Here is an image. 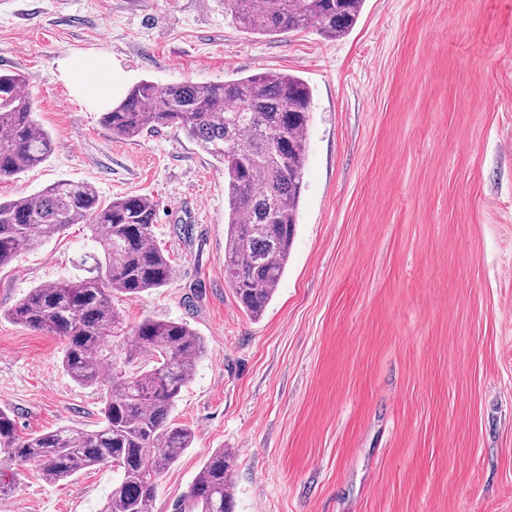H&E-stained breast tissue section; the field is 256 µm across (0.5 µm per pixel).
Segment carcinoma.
<instances>
[{"instance_id":"1","label":"carcinoma","mask_w":512,"mask_h":512,"mask_svg":"<svg viewBox=\"0 0 512 512\" xmlns=\"http://www.w3.org/2000/svg\"><path fill=\"white\" fill-rule=\"evenodd\" d=\"M364 0H224V15L252 34L314 28L346 35ZM312 93L294 75L260 73L221 83L143 80L100 124L126 140L159 128L187 133L224 166V280L250 315L263 313L288 264L298 223ZM18 73L0 72V182L47 160L50 134ZM154 201L106 203L87 184L59 180L29 196L0 200V267L64 231L87 224L94 251L87 276L38 285L12 307L17 325L63 339L62 366L77 384L105 385L103 426L18 434L0 408V497L16 484L13 465L48 483L119 462L102 512H153L156 478L190 448L194 431L171 417L207 343L176 320L124 322L114 305L168 285L171 260L157 244ZM232 453H211L180 512H233Z\"/></svg>"}]
</instances>
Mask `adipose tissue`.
<instances>
[{"label": "adipose tissue", "mask_w": 512, "mask_h": 512, "mask_svg": "<svg viewBox=\"0 0 512 512\" xmlns=\"http://www.w3.org/2000/svg\"><path fill=\"white\" fill-rule=\"evenodd\" d=\"M58 78L79 103L92 112L112 108L122 88V75L111 60H91L83 53H68L57 63Z\"/></svg>", "instance_id": "1"}]
</instances>
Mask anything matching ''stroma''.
Masks as SVG:
<instances>
[{"mask_svg":"<svg viewBox=\"0 0 512 512\" xmlns=\"http://www.w3.org/2000/svg\"><path fill=\"white\" fill-rule=\"evenodd\" d=\"M70 52L128 84L269 71L312 90L287 269L257 318L224 281V168L185 133L112 137L57 77ZM0 71L24 75L55 148L0 198L59 180L147 195L167 287L126 321L186 322L208 351L172 412L195 440L157 479L177 512L232 452L235 512H512V0H365L351 32L261 36L224 0H0ZM90 230L0 267V406L19 435L101 425L64 342L13 323L41 283L79 276ZM103 466L53 485L22 468L8 512H101Z\"/></svg>","mask_w":512,"mask_h":512,"instance_id":"35a3bbf8","label":"stroma"}]
</instances>
